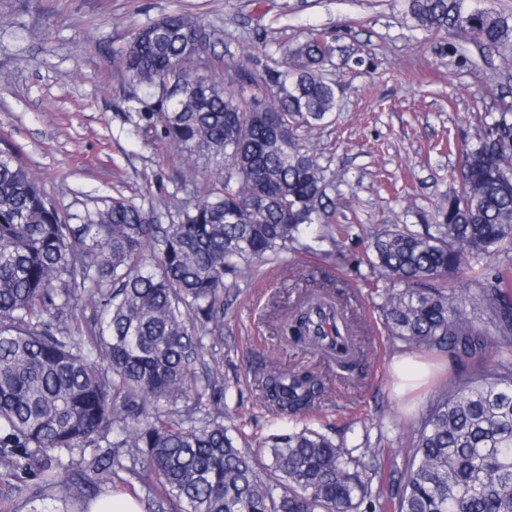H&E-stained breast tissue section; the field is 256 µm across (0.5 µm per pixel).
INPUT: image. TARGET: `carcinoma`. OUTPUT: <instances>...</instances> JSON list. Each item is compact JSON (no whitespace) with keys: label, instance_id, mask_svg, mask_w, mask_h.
<instances>
[{"label":"carcinoma","instance_id":"obj_1","mask_svg":"<svg viewBox=\"0 0 512 512\" xmlns=\"http://www.w3.org/2000/svg\"><path fill=\"white\" fill-rule=\"evenodd\" d=\"M412 27L467 33L512 60V13L473 0H405ZM213 31L173 15L138 29L121 54L129 80L154 98L138 120L161 127L175 148L204 157L209 193L158 223L114 198L67 224L33 173L0 154V466L35 480L36 496L59 494L66 512L80 478L128 471L177 512H512V266L487 259L512 250V93L497 115L474 118L459 149L457 193L437 205L441 223L373 236L371 271L386 283L389 333L411 348L479 358L465 378L439 386L412 430L403 490L373 488L378 451L361 455L307 426L275 434L268 456L241 448L214 408L197 416L167 408L213 388L199 373L203 339L224 312L227 277L279 258L303 225L329 218L322 168L306 146L336 109L324 74L332 46L308 32L280 59L244 68L225 83L194 78L191 52ZM182 69L184 85L161 77ZM466 284L457 294L447 285ZM98 308L88 336L69 310L77 291ZM471 301L485 314L478 326ZM323 301L291 318L297 340L317 350ZM495 347L490 362L481 360ZM263 402L281 416L321 405L325 387L306 369L258 375ZM95 448L76 463L77 449Z\"/></svg>","mask_w":512,"mask_h":512}]
</instances>
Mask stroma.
I'll list each match as a JSON object with an SVG mask.
<instances>
[{
  "mask_svg": "<svg viewBox=\"0 0 512 512\" xmlns=\"http://www.w3.org/2000/svg\"><path fill=\"white\" fill-rule=\"evenodd\" d=\"M173 14L211 23L209 72L220 78L281 57L312 29L335 46L326 69L337 107L308 145L342 232L322 241L319 225L306 227L280 259L238 278L224 294L222 339L205 342L203 361L225 425L255 452L297 423L267 411L256 374L270 365L317 373L330 392L302 421L347 447L380 449L384 489L399 493L412 430L454 364L392 339L366 248L382 228L438 223L436 202L457 188L456 147L470 141L474 115L512 90V62L466 34L444 49L441 36L412 29L404 0H0V151L30 168L65 222L120 196L168 224L205 193L204 160L127 118L149 99L119 54L138 29ZM333 282L347 285L348 313L368 339L356 383L282 335L291 312ZM409 356L430 374L399 394L393 365Z\"/></svg>",
  "mask_w": 512,
  "mask_h": 512,
  "instance_id": "35a3bbf8",
  "label": "stroma"
}]
</instances>
